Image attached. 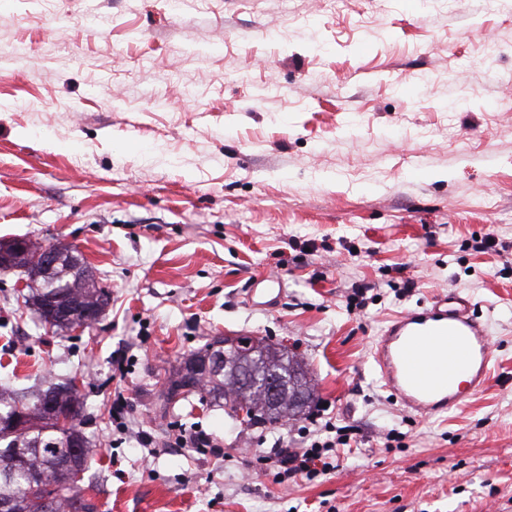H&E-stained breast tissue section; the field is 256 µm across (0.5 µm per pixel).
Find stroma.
<instances>
[{"label": "stroma", "mask_w": 512, "mask_h": 512, "mask_svg": "<svg viewBox=\"0 0 512 512\" xmlns=\"http://www.w3.org/2000/svg\"><path fill=\"white\" fill-rule=\"evenodd\" d=\"M25 235L72 243L112 294L63 333L0 275V381L76 378L98 512H512V0H0V240ZM264 277L280 291L251 296ZM439 290L475 304L495 366L421 419L371 351ZM226 335L303 361V419L164 404ZM321 406L349 446L274 483L259 457ZM197 429L222 454L173 447Z\"/></svg>", "instance_id": "stroma-1"}]
</instances>
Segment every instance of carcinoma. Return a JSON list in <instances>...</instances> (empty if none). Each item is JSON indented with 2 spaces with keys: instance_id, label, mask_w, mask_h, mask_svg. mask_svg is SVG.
<instances>
[{
  "instance_id": "cac0c4a2",
  "label": "carcinoma",
  "mask_w": 512,
  "mask_h": 512,
  "mask_svg": "<svg viewBox=\"0 0 512 512\" xmlns=\"http://www.w3.org/2000/svg\"><path fill=\"white\" fill-rule=\"evenodd\" d=\"M21 297L26 307L37 312L41 322L61 331L74 328L78 322L60 314L55 306L67 302L76 307H104L110 301V293L99 287L98 280L92 275H81L68 258L47 271L36 284L27 285V292ZM218 343L220 338H214L186 358L185 363L202 364L223 353ZM265 348L280 356L284 363L281 371L287 379H296V383L288 387V402L279 410L266 408L259 397L250 399L255 413L247 422L252 425H275L297 419L303 408L299 400L310 390L307 371L298 361L268 343ZM190 386L197 389L201 403L219 399L228 403L236 395L233 377L222 371H202L193 382L181 373L169 381L165 402L184 395L182 389ZM51 402L58 406V412L71 414L70 423L62 424L57 417L45 414L44 409ZM19 409L26 411L22 429L0 423V501L10 503L13 512H46L48 499L56 502L53 512H97V506L84 496L90 442L81 429L84 404L74 380L48 381L36 389L0 384V419L10 418ZM66 434L73 437L78 447H49L52 442H63Z\"/></svg>"
}]
</instances>
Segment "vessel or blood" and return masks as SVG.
I'll use <instances>...</instances> for the list:
<instances>
[{
    "mask_svg": "<svg viewBox=\"0 0 512 512\" xmlns=\"http://www.w3.org/2000/svg\"><path fill=\"white\" fill-rule=\"evenodd\" d=\"M373 361L396 401L431 417L484 388L493 368L491 338L470 300L440 291L421 310L389 319L374 342Z\"/></svg>",
    "mask_w": 512,
    "mask_h": 512,
    "instance_id": "vessel-or-blood-1",
    "label": "vessel or blood"
}]
</instances>
